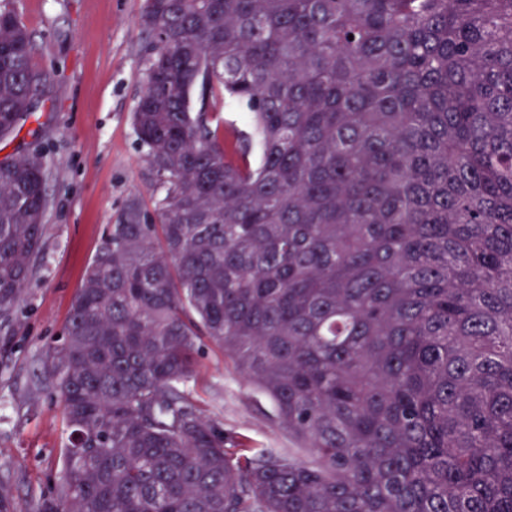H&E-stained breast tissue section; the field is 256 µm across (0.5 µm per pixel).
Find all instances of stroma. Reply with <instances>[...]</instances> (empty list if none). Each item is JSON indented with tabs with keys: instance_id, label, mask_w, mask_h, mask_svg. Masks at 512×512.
<instances>
[{
	"instance_id": "1",
	"label": "stroma",
	"mask_w": 512,
	"mask_h": 512,
	"mask_svg": "<svg viewBox=\"0 0 512 512\" xmlns=\"http://www.w3.org/2000/svg\"><path fill=\"white\" fill-rule=\"evenodd\" d=\"M144 0H0L32 34L34 62L52 83L0 159L44 157L49 206L35 271L0 310V512H38L62 471L70 431L42 355L66 332L72 301L109 225L130 201L153 211L155 181L132 113L145 84L151 40ZM188 388L225 429L256 448H291L270 399L249 385L209 339Z\"/></svg>"
}]
</instances>
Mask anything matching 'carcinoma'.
Instances as JSON below:
<instances>
[{
	"label": "carcinoma",
	"instance_id": "carcinoma-1",
	"mask_svg": "<svg viewBox=\"0 0 512 512\" xmlns=\"http://www.w3.org/2000/svg\"><path fill=\"white\" fill-rule=\"evenodd\" d=\"M140 24L160 194L44 352L70 435L41 512H512V0H145ZM34 53L0 8V141L51 81ZM47 207L45 161L1 160V309ZM202 336L295 448L193 401Z\"/></svg>",
	"mask_w": 512,
	"mask_h": 512
}]
</instances>
